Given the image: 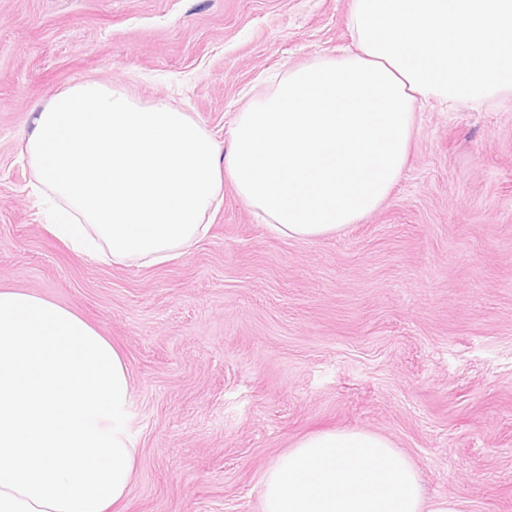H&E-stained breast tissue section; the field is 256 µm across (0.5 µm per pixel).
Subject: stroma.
I'll list each match as a JSON object with an SVG mask.
<instances>
[{"mask_svg": "<svg viewBox=\"0 0 512 512\" xmlns=\"http://www.w3.org/2000/svg\"><path fill=\"white\" fill-rule=\"evenodd\" d=\"M351 0H0V287L122 353L137 461L120 512H261L299 437H390L429 495L512 512V95L421 105L388 201L340 234L273 235L224 188L178 260L59 243L21 157L27 113L81 80L190 112L221 144L247 89L350 43Z\"/></svg>", "mask_w": 512, "mask_h": 512, "instance_id": "stroma-1", "label": "stroma"}]
</instances>
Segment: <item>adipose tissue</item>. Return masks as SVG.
Returning <instances> with one entry per match:
<instances>
[{
    "mask_svg": "<svg viewBox=\"0 0 512 512\" xmlns=\"http://www.w3.org/2000/svg\"><path fill=\"white\" fill-rule=\"evenodd\" d=\"M354 53L316 57L235 113L228 149L165 102L76 84L35 106L23 151L48 231L92 260L179 259L225 184L294 240L340 233L388 198L416 104L512 95V0H352ZM123 355L76 312L0 289V512H107L132 483ZM262 512H462L369 430L307 434L261 478Z\"/></svg>",
    "mask_w": 512,
    "mask_h": 512,
    "instance_id": "1",
    "label": "adipose tissue"
}]
</instances>
